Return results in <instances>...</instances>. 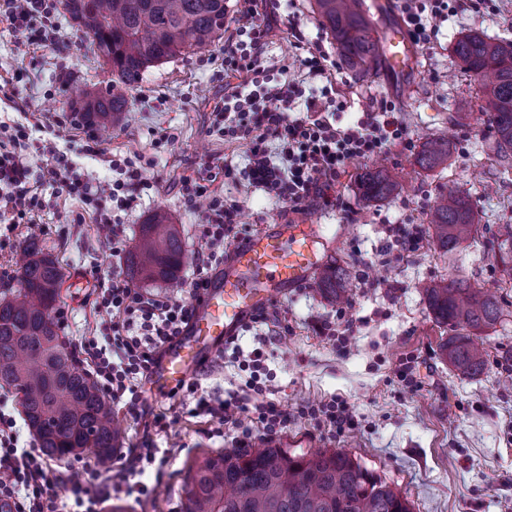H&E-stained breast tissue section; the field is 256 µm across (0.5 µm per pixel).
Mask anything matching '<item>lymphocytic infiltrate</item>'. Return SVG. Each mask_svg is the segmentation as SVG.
<instances>
[{
    "label": "lymphocytic infiltrate",
    "mask_w": 512,
    "mask_h": 512,
    "mask_svg": "<svg viewBox=\"0 0 512 512\" xmlns=\"http://www.w3.org/2000/svg\"><path fill=\"white\" fill-rule=\"evenodd\" d=\"M53 0H0V24L19 38L20 54L32 42L50 46L54 39L51 21ZM451 0H403L401 11L417 42L427 44L438 33L437 20L452 11ZM276 8L259 7L256 0L244 10L242 22L224 41V100L212 114V129L224 136L246 140L248 159L243 174L249 185L263 188L273 198L303 210L313 200L333 205L330 191L345 171L348 160L384 151L406 140V129L393 106L366 113L349 126L332 124L324 114L323 97L335 89L328 82L325 57L314 54L304 64L310 78L322 79L320 95L307 99L301 112L293 103L301 89L297 82L267 85L260 73L267 38L278 21ZM107 163L114 172L106 181L73 178L66 156H58L46 167L45 177L68 196L79 199L91 211L106 240H118L120 216L136 210L142 191L151 189L142 155L133 151L113 154ZM203 178L183 180L189 204H202L201 246L196 253L199 275L191 283V301L152 294L113 277L95 311L100 318L98 335L82 337L79 352L92 375L113 405L139 414L138 388L149 378L167 347L181 336L201 300L212 273L223 265L240 238L235 228L242 207L207 185L219 175H231V163L205 164ZM44 200L31 179L30 161L19 136L0 122V223L8 230L28 223L37 230L34 218ZM263 348H254L246 363L253 374L243 398L218 402L203 399L197 405L211 419L236 423L238 414L249 412L267 434L286 425L288 414L271 402L262 401L259 372ZM19 432L12 416L0 413V498L14 502L17 512H105L113 493L122 492L136 500L152 495L142 482L145 464L155 460L152 449L130 448L120 462L107 466L85 461L84 476L73 481L53 467L42 452L18 445Z\"/></svg>",
    "instance_id": "f902f5d3"
}]
</instances>
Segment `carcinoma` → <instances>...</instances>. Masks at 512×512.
<instances>
[{"label":"carcinoma","instance_id":"cac0c4a2","mask_svg":"<svg viewBox=\"0 0 512 512\" xmlns=\"http://www.w3.org/2000/svg\"><path fill=\"white\" fill-rule=\"evenodd\" d=\"M322 25L336 42L344 64L367 74L380 48L362 0H315ZM97 58L109 67L105 87L70 101L89 129L115 123L127 111L128 95L145 71L219 40L227 18L226 0H63ZM453 54L486 92L482 111L494 129L498 160H512V41L476 31L461 35ZM451 141H426L415 163L424 170L447 164ZM366 202L395 195L398 182L383 167L360 174ZM432 236L446 253L475 238L474 204L450 190L431 206ZM485 248L512 277V232L489 239ZM185 249L163 209L152 212L127 256V274L138 282L178 284ZM62 268L37 236L22 246L17 289L0 298V387L19 396L27 426L45 456L63 461L91 456L112 461L116 422L112 407L88 373L79 369L69 341L60 336L53 311L60 297ZM345 271L333 264L315 282L339 299ZM421 292L433 320L454 335L441 345L448 364L465 377L479 376L485 350L473 334L497 324L498 301L465 278L431 280ZM182 512H412L408 499L343 450L290 452L262 445L245 451L205 453L187 467L181 487Z\"/></svg>","mask_w":512,"mask_h":512}]
</instances>
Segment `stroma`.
Segmentation results:
<instances>
[{
    "label": "stroma",
    "mask_w": 512,
    "mask_h": 512,
    "mask_svg": "<svg viewBox=\"0 0 512 512\" xmlns=\"http://www.w3.org/2000/svg\"><path fill=\"white\" fill-rule=\"evenodd\" d=\"M287 12L289 24L275 25L269 36L261 79L276 84L295 78L312 87L301 60L309 51L321 50L328 55L340 104L330 121L353 123L388 102L399 112L409 142L350 160L335 187L345 203L341 210L313 203L293 212L246 181L218 178L215 189L242 205L243 236L266 224L318 225L317 250L327 262L347 269L350 291L348 302L341 303L306 284L294 289L268 308V325L245 326L236 346H224L199 369L201 388L220 397L239 389L249 374L235 360L234 347L250 351L256 335L270 333L274 342L266 348L265 397L287 410L288 422L271 438L252 428L249 446L271 440L290 444L298 453L350 451L400 490L413 512H512V285L504 283L500 265L483 246L486 238L512 225V163L497 162L494 132L481 112L485 92L451 51L458 37L472 30L512 40V0H482L479 8L446 16L433 43L419 47L414 69L403 76L390 75L382 64L367 75L348 69L320 22L314 0H290ZM53 19L56 48L35 45L25 56L16 52L14 32L0 26V87L7 94L0 100V120L25 129V150L37 170L64 153L76 174L111 179L108 166L85 152L88 140L109 151L144 154L151 163L147 176L153 187L143 193L136 211L122 215L121 247L132 246L153 210H166L184 243L183 279L177 287L158 282L149 289L190 300L201 215L184 200L181 181L205 162L228 159L240 170L247 159L244 140L209 129L213 107L224 95V46L194 50L149 68L132 91L127 112L107 131L93 133L79 123L52 132L30 126L24 105L66 116L74 88L101 87L110 78L63 9H56ZM294 27L304 36V48L293 44ZM443 135L455 145L447 166L420 169L414 160L422 144ZM380 162L402 190L369 204L359 195L356 174ZM451 189L468 194L474 203L475 241L447 256L428 237L418 251L387 263L382 250L388 226L427 229L431 205ZM41 192L45 205L36 221L43 228L42 245L65 273L57 305L66 310L68 321L61 333L76 344L93 334L95 303L125 265L113 257L111 243L100 238L92 221L59 223V212L76 209V202L59 197L49 183ZM361 257L369 263L364 271L372 282L368 288L359 280L363 271L356 261ZM387 277L398 281V289L382 287ZM457 277L494 294L503 309L501 322L481 333L486 365L474 379L442 358L440 346L450 332L433 321L418 288L422 281ZM336 319L351 321L349 342L319 333L320 324ZM140 398L146 416L115 412L116 449L146 443L156 448V461L146 465L144 475L155 494L146 502L120 493L112 500L125 504L128 512H173L181 505L186 462L204 451L238 447L241 429L252 427L251 421L242 416L237 427L194 414L196 397L184 387L161 398L145 383ZM335 399L354 411V428L340 431L310 416V409ZM157 415L167 417L168 428L154 426Z\"/></svg>",
    "instance_id": "35a3bbf8"
}]
</instances>
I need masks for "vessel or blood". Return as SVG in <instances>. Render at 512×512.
<instances>
[{
  "label": "vessel or blood",
  "mask_w": 512,
  "mask_h": 512,
  "mask_svg": "<svg viewBox=\"0 0 512 512\" xmlns=\"http://www.w3.org/2000/svg\"><path fill=\"white\" fill-rule=\"evenodd\" d=\"M381 46L388 67L398 73L409 70L417 57V44L401 22L383 33ZM316 238L310 225L278 224L263 227L236 248L223 277L211 282L188 327L155 367L157 387L169 391L182 385L252 314L307 280L319 263Z\"/></svg>",
  "instance_id": "1"
}]
</instances>
